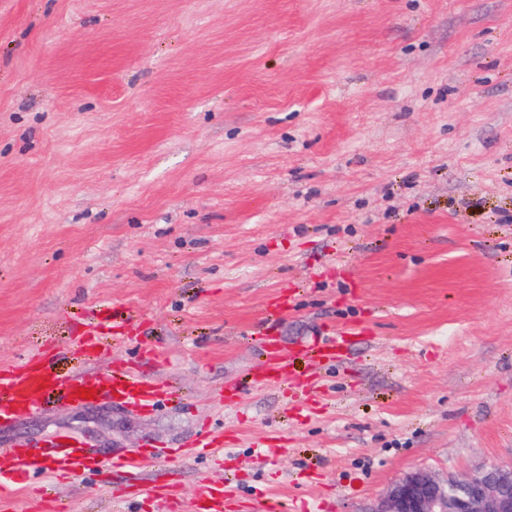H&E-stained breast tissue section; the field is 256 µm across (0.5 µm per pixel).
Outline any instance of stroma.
<instances>
[{"label": "stroma", "mask_w": 512, "mask_h": 512, "mask_svg": "<svg viewBox=\"0 0 512 512\" xmlns=\"http://www.w3.org/2000/svg\"><path fill=\"white\" fill-rule=\"evenodd\" d=\"M102 304L89 360L71 346ZM280 306L291 359L356 335L249 387ZM41 350L173 394L50 401L0 446L45 459L73 432L112 460L207 428L214 454L177 465L186 505L205 478L238 512H365L412 469L511 463L512 0H0V366ZM310 377L325 392L294 399ZM165 478L53 494L112 512Z\"/></svg>", "instance_id": "stroma-1"}]
</instances>
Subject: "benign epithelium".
<instances>
[{"label": "benign epithelium", "mask_w": 512, "mask_h": 512, "mask_svg": "<svg viewBox=\"0 0 512 512\" xmlns=\"http://www.w3.org/2000/svg\"><path fill=\"white\" fill-rule=\"evenodd\" d=\"M368 512H512V463L484 465L464 477L410 471Z\"/></svg>", "instance_id": "benign-epithelium-1"}]
</instances>
